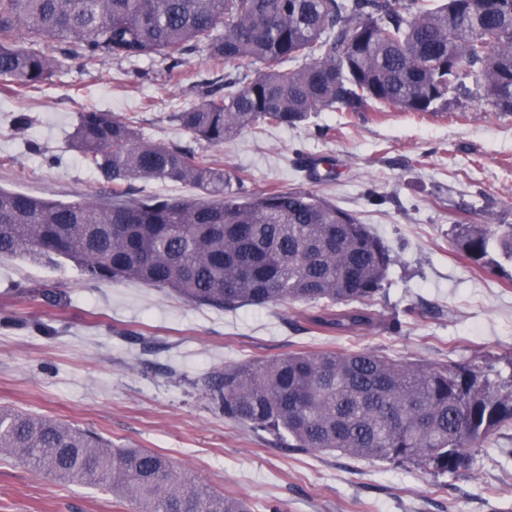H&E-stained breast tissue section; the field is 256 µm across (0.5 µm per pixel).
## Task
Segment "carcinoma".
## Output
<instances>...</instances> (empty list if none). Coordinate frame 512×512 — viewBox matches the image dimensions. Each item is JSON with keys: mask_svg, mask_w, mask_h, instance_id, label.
<instances>
[{"mask_svg": "<svg viewBox=\"0 0 512 512\" xmlns=\"http://www.w3.org/2000/svg\"><path fill=\"white\" fill-rule=\"evenodd\" d=\"M47 40L70 44L64 58ZM207 51L243 79L201 89L169 119L219 147L246 131L295 126L315 112L448 111V91L475 75L483 98L512 114V0H0V84L37 91L74 59L167 61ZM70 144L112 199L62 202L0 188V258L66 260L90 281H132L224 311L310 304L319 332L366 330L393 263L357 217L311 189L245 193L216 156L143 137L98 107ZM189 187L128 197L133 180ZM457 250L480 268L512 261V228L456 224ZM208 399L255 432L308 453L468 469L471 450L512 426V377L476 365L399 361L370 348L293 352L224 368ZM61 481L106 485L137 512H255L246 497L197 484L158 452L115 449L55 419L0 411V454Z\"/></svg>", "mask_w": 512, "mask_h": 512, "instance_id": "carcinoma-1", "label": "carcinoma"}]
</instances>
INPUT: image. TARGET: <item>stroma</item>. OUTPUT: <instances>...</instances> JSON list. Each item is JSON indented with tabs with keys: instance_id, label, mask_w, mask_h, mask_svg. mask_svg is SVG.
Listing matches in <instances>:
<instances>
[{
	"instance_id": "obj_1",
	"label": "stroma",
	"mask_w": 512,
	"mask_h": 512,
	"mask_svg": "<svg viewBox=\"0 0 512 512\" xmlns=\"http://www.w3.org/2000/svg\"><path fill=\"white\" fill-rule=\"evenodd\" d=\"M204 50L179 86L165 63L70 64L41 90L0 94V187L74 201L107 185L70 149L77 116L95 105L135 117L145 138L217 153L255 192L314 189L356 215L394 258L377 308L385 326L309 330L300 303L228 312L138 283H93L74 265L0 259V409L88 430L116 448L166 454L212 489L280 512H512V433L440 477L337 452L304 453L224 417L204 379L224 367L292 352L364 347L430 364L490 363L512 355V265L484 270L455 249L456 224L512 225V116L470 94L431 118L381 104L318 112L295 127L246 132L213 147L170 122L198 86L222 84ZM335 158L317 180L312 158ZM60 290L59 305L42 289ZM0 512H135L111 491L61 482L0 455Z\"/></svg>"
}]
</instances>
